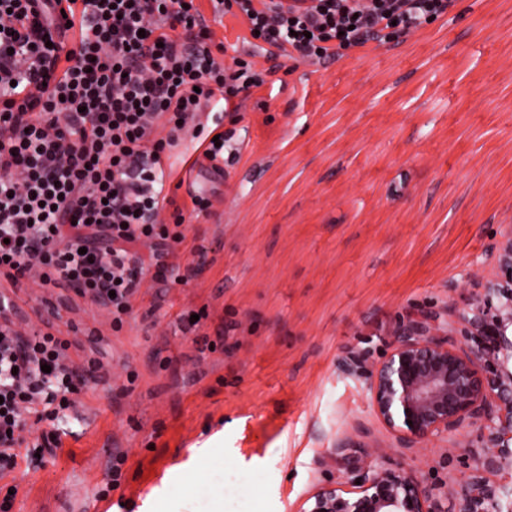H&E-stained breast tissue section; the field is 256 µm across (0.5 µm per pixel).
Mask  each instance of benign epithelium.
I'll use <instances>...</instances> for the list:
<instances>
[{"label": "benign epithelium", "instance_id": "1", "mask_svg": "<svg viewBox=\"0 0 512 512\" xmlns=\"http://www.w3.org/2000/svg\"><path fill=\"white\" fill-rule=\"evenodd\" d=\"M499 267L502 280L445 334L408 325L369 371L373 408L406 448L480 424L453 512H512V233ZM310 500L304 512H447L412 473L371 463L360 479L323 486Z\"/></svg>", "mask_w": 512, "mask_h": 512}]
</instances>
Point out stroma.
Instances as JSON below:
<instances>
[{"label": "stroma", "instance_id": "1", "mask_svg": "<svg viewBox=\"0 0 512 512\" xmlns=\"http://www.w3.org/2000/svg\"><path fill=\"white\" fill-rule=\"evenodd\" d=\"M209 25L225 64L250 61L262 84L237 111L212 108L222 171L191 140L167 154V193L211 202L167 258L174 280L145 279L121 331L78 297L55 321L74 367L92 358L108 378L75 394L63 451L16 473L11 512H304L375 449L451 496L479 425L402 447L367 372L404 325L447 329L499 275L512 0H452L390 42L319 62L274 56L242 17ZM58 294L18 291L24 331Z\"/></svg>", "mask_w": 512, "mask_h": 512}]
</instances>
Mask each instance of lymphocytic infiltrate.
Segmentation results:
<instances>
[{
	"instance_id": "1",
	"label": "lymphocytic infiltrate",
	"mask_w": 512,
	"mask_h": 512,
	"mask_svg": "<svg viewBox=\"0 0 512 512\" xmlns=\"http://www.w3.org/2000/svg\"><path fill=\"white\" fill-rule=\"evenodd\" d=\"M284 56H335L444 14L448 0H212ZM195 0H0V276L11 285L108 299L113 330L134 308L148 246L165 267L186 215L165 191L162 156L200 138L213 103L260 86L226 66ZM171 211L173 224L161 219ZM68 345L53 325L0 334V480L62 449L40 423L75 405Z\"/></svg>"
}]
</instances>
